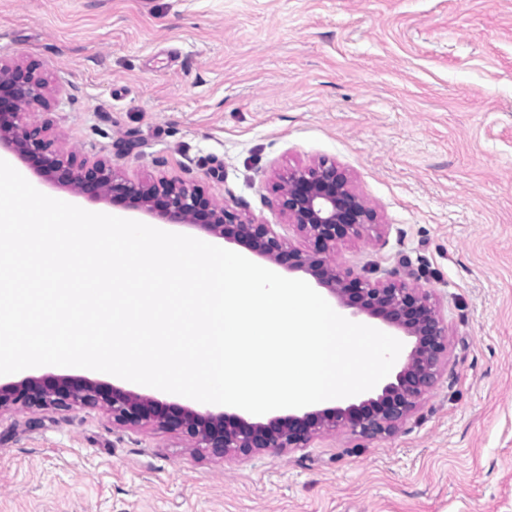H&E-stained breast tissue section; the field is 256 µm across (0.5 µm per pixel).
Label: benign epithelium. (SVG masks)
Instances as JSON below:
<instances>
[{
  "mask_svg": "<svg viewBox=\"0 0 512 512\" xmlns=\"http://www.w3.org/2000/svg\"><path fill=\"white\" fill-rule=\"evenodd\" d=\"M51 107L52 93L40 64L15 62L1 54V148L77 195L143 211L168 224L196 227L288 270H301L336 296L341 306L402 331L411 347L396 381L386 384L377 396L346 407L289 412L266 422L162 401L77 375L29 376L0 383V412L104 408L119 425H156L217 456L302 448L316 436L337 429L367 439L397 431L437 380L448 350V326L423 289L391 277L372 281L331 263L330 255L339 243L378 229L376 211L354 190L345 170L323 159L292 169L282 178L278 206L288 223L309 241L308 249L300 250L289 246L271 225L217 203L196 185L165 177L131 179L119 174L107 159L64 152L50 134V119L31 118L35 112L49 113Z\"/></svg>",
  "mask_w": 512,
  "mask_h": 512,
  "instance_id": "1",
  "label": "benign epithelium"
}]
</instances>
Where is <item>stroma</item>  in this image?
Here are the masks:
<instances>
[{
  "instance_id": "1",
  "label": "stroma",
  "mask_w": 512,
  "mask_h": 512,
  "mask_svg": "<svg viewBox=\"0 0 512 512\" xmlns=\"http://www.w3.org/2000/svg\"><path fill=\"white\" fill-rule=\"evenodd\" d=\"M1 51L40 63L65 150L303 250L278 177L335 161L380 226L332 263L428 292L448 354L394 434L249 456L99 408L1 413L0 512H512V0H0Z\"/></svg>"
}]
</instances>
